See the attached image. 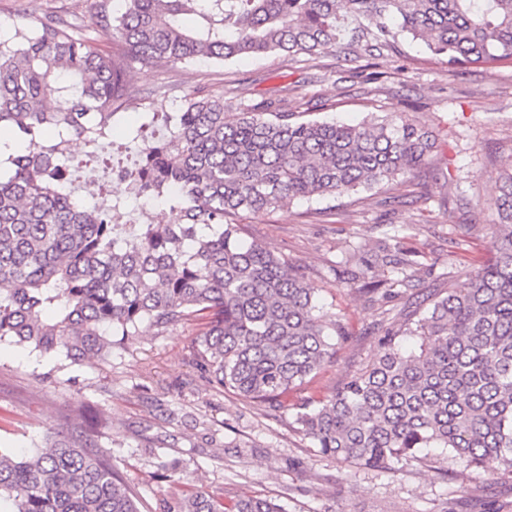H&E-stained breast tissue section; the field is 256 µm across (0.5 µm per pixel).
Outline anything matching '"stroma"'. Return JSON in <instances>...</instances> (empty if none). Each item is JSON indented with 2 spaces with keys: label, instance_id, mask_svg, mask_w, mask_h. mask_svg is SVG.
Masks as SVG:
<instances>
[{
  "label": "stroma",
  "instance_id": "stroma-1",
  "mask_svg": "<svg viewBox=\"0 0 512 512\" xmlns=\"http://www.w3.org/2000/svg\"><path fill=\"white\" fill-rule=\"evenodd\" d=\"M96 3L0 0V29L25 16L77 17L90 45L115 49L110 32L94 22ZM128 83L129 99L113 124L125 138L101 150L119 154L129 169L146 146L130 138L145 113L180 111L200 92L223 98L232 111L270 98L310 119L350 124L395 112L431 132L436 146L426 165L396 181L243 215L244 241L300 268L318 290L322 314L345 334L335 355L289 391L283 407L254 404L210 382L192 356L202 328L195 318L163 329L142 324L106 359L77 364L2 340L0 445L29 450L60 424L76 431L95 421L140 512H167L186 491L267 497L286 512H444L448 499L476 486L492 512H512V481L496 463L477 468L449 455L444 475L426 462L360 469L323 457L292 418L297 404L333 394L379 357L386 329L399 328L491 258L488 226L497 220L491 196L512 157V62L451 69L423 43L402 37L374 58L357 46L157 67L132 61ZM104 181L135 220L162 207L141 206L127 181L100 169L73 171L71 189L81 201ZM393 235L420 254L413 287L391 299L352 292L346 253L356 248L374 260ZM172 459L180 462L174 479L159 469Z\"/></svg>",
  "mask_w": 512,
  "mask_h": 512
}]
</instances>
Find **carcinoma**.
Instances as JSON below:
<instances>
[{
	"instance_id": "obj_1",
	"label": "carcinoma",
	"mask_w": 512,
	"mask_h": 512,
	"mask_svg": "<svg viewBox=\"0 0 512 512\" xmlns=\"http://www.w3.org/2000/svg\"><path fill=\"white\" fill-rule=\"evenodd\" d=\"M101 0L96 24L124 53L106 54L82 23L24 18L0 33V127L19 147L0 161V340L73 362L112 351L148 321L166 328L207 318L193 354L210 380L270 407L321 370L343 332L320 315L318 289L264 245L242 242L239 218L300 198L347 195L408 174L434 148L401 118L359 125L298 121L271 101L239 112L195 96L174 115L147 112L169 137L125 174L137 196L166 208L119 223L120 201L98 189L86 207L64 188L70 138L112 134L128 98L127 63L216 61L270 53L313 55L366 42L372 53L410 35L448 66L512 60V0ZM194 15L187 27L181 16ZM493 257L404 320L326 399L296 406V430L323 455L389 470L421 448H446L512 478V162L494 188ZM350 282L376 280L382 297L411 281L414 252L381 258L388 276L349 254ZM0 512H139L136 497L92 428L59 430L43 449L0 448ZM168 512H286L266 499L183 495Z\"/></svg>"
}]
</instances>
